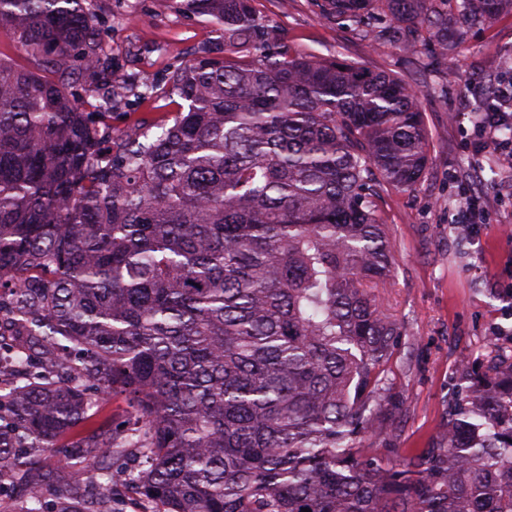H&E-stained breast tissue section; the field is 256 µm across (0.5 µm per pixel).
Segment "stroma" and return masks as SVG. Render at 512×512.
<instances>
[{
    "mask_svg": "<svg viewBox=\"0 0 512 512\" xmlns=\"http://www.w3.org/2000/svg\"><path fill=\"white\" fill-rule=\"evenodd\" d=\"M99 28L115 69L138 85L112 109V130L153 124L178 109L147 95L218 33L185 0H97ZM275 42L320 59H343L422 85L430 162L414 189L386 194L383 220L395 263L377 300L402 330L387 378L402 417L366 434L365 447L392 462L428 447L447 418L451 381L462 364L477 369L494 345L512 350V174L471 116L487 95L484 79L512 77V13L466 27L442 58L426 32L417 54L363 38L325 19L316 0H253ZM482 201L484 221L468 223L463 197Z\"/></svg>",
    "mask_w": 512,
    "mask_h": 512,
    "instance_id": "1",
    "label": "stroma"
}]
</instances>
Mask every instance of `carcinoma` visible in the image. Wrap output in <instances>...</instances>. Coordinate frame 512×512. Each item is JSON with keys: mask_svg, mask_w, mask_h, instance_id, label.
Instances as JSON below:
<instances>
[{"mask_svg": "<svg viewBox=\"0 0 512 512\" xmlns=\"http://www.w3.org/2000/svg\"><path fill=\"white\" fill-rule=\"evenodd\" d=\"M323 0L406 55L448 58L462 23L512 0ZM216 43L152 91L172 123L112 132L132 82L96 0H0L34 68L0 57V481L16 512H512V355L462 366L431 445L389 465L361 444L401 411V327L376 301L394 251L384 193L430 159L421 90L271 42L252 0H186ZM123 394L124 424L88 429ZM133 448L128 475L105 466ZM72 448L97 503L40 478Z\"/></svg>", "mask_w": 512, "mask_h": 512, "instance_id": "carcinoma-1", "label": "carcinoma"}]
</instances>
